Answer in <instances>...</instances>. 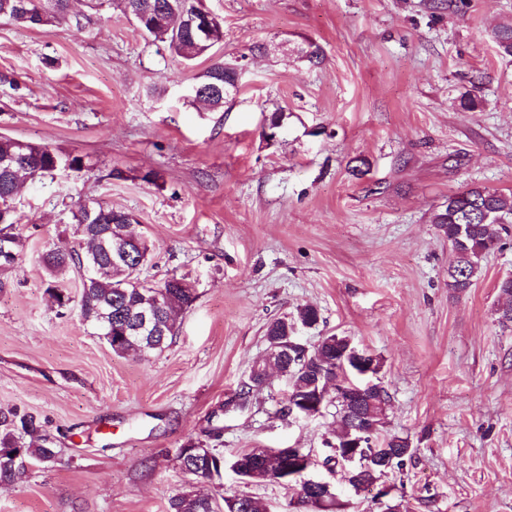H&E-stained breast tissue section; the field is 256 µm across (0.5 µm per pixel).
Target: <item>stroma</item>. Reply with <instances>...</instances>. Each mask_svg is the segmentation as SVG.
I'll list each match as a JSON object with an SVG mask.
<instances>
[{"instance_id": "35a3bbf8", "label": "stroma", "mask_w": 512, "mask_h": 512, "mask_svg": "<svg viewBox=\"0 0 512 512\" xmlns=\"http://www.w3.org/2000/svg\"><path fill=\"white\" fill-rule=\"evenodd\" d=\"M206 4L224 40L190 64L116 0H72L42 28L0 17V135L85 162L29 181L14 201L27 251L0 275V407L37 415L60 454L0 485V512H167L195 484L294 512L284 486L228 469L200 484L176 453L218 409L224 456L322 453L335 410L282 417L278 374L234 401L266 353L267 324L305 305L320 321L304 342L336 333L381 358L385 430L415 450L405 476L387 477L403 482L409 512H512V327L495 315L512 234L455 296L448 238L432 222L468 187L512 194V59L490 38L512 0ZM310 41L320 64L298 57ZM217 62L239 71L232 101L218 112L187 103ZM274 112L285 118L271 140ZM86 202L139 220L151 248L142 280L192 285L162 351L115 354L78 306L58 315L42 255L76 245Z\"/></svg>"}]
</instances>
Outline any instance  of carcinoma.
Returning <instances> with one entry per match:
<instances>
[{"label": "carcinoma", "mask_w": 512, "mask_h": 512, "mask_svg": "<svg viewBox=\"0 0 512 512\" xmlns=\"http://www.w3.org/2000/svg\"><path fill=\"white\" fill-rule=\"evenodd\" d=\"M194 0H121L123 14L128 16L145 35L168 45V48L187 62H192L208 52L201 42L181 28L171 18L181 10L192 7ZM69 0H0V12L27 28H37L58 21L68 9ZM491 37L499 55L512 57V22L493 29ZM224 85V64L214 63L206 69L194 87L207 90ZM80 156L66 157L51 154L47 147L27 144L20 148L13 138L0 136V202L17 193L23 180L42 178L63 170L67 165L80 167ZM77 225H86L82 238L91 247L100 250L102 271L89 273L82 268L76 249H50L43 256L46 270L53 277L64 274L70 267L80 268L83 288L79 301L80 316L97 326L100 336L119 354L139 350L145 355L160 352L175 335L178 318L195 300L190 285L172 277L162 287L143 284L132 268L147 262L148 246L135 231L137 220H129L127 213L101 204L92 207L81 204L75 214ZM434 223L448 236L452 256L448 264V289L455 295L469 291L481 271L486 255L502 248L501 231L512 224V196L482 186H471L448 196V207L435 214ZM125 235L130 260L112 257V238ZM13 263L0 272L17 268L24 256L25 238L15 233ZM498 297L502 299L497 309L498 321L512 323V276L497 283ZM154 309L155 326L149 332L136 330L137 315ZM319 321L318 310L305 305L297 316H286L271 321L265 331L268 347L277 348L285 356L288 367V396L280 402L278 413L288 415V405L295 398L307 399L323 395L327 384L337 378V355L354 349L350 337L336 334L322 336L310 347L308 357L298 347L301 340L296 335V325L309 328ZM390 395L380 384L371 393L353 390L336 399L331 390L326 403L339 414L338 426L331 439L325 441L323 465L348 478L354 489L372 484L393 471H402L414 456L408 438L397 434L380 436L385 423ZM220 429L215 424L205 439H190L178 450L177 461L181 469L201 482L220 473L224 466L247 482L273 480L280 471L288 468V459H276L266 451H255L243 458L226 459L221 456L210 438ZM39 419L30 412L18 409L0 410V452L20 449L21 458L13 461L0 455V485L22 482L30 468L41 465L50 468L55 464L58 451L49 437L40 434ZM358 440L361 448L353 452L350 442ZM309 471L293 479L290 504L302 512H338L341 504L334 499H319V494L307 485ZM237 512H269L268 504L254 496L236 494ZM169 512H216L212 495L195 490H185L172 495L168 501Z\"/></svg>", "instance_id": "1"}]
</instances>
